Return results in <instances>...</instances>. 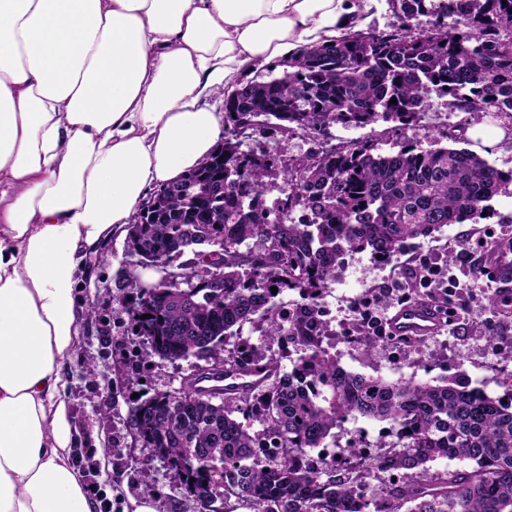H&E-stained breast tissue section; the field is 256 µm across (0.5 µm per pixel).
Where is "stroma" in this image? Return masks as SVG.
I'll use <instances>...</instances> for the list:
<instances>
[{
  "instance_id": "1",
  "label": "stroma",
  "mask_w": 512,
  "mask_h": 512,
  "mask_svg": "<svg viewBox=\"0 0 512 512\" xmlns=\"http://www.w3.org/2000/svg\"><path fill=\"white\" fill-rule=\"evenodd\" d=\"M477 116L448 112L443 99L431 97L417 124L390 132L387 143L422 141L447 145L446 133L457 124H477ZM493 214L480 224H451L436 239L407 247L397 261L383 264L369 253L347 255L322 302L333 314L332 332L325 349L345 369L389 381L452 380L480 388L493 397L512 398V314L492 313L485 305L487 294L497 285L489 275H475L488 244L512 239V197L494 198ZM455 258L448 265L458 288L454 305L459 320L452 330L426 338L418 347L376 345L349 346L350 330L363 300L385 294L382 315H390L401 303L387 296L394 283L419 281L425 266L442 265L447 250ZM126 238H110L99 254L86 258L88 276L78 295L96 315L81 320L79 336L67 363L65 380L70 417L79 438L76 463L93 499L110 512H130L133 502H152L156 512H194L195 505L179 482L171 478L166 464L145 448L131 447L127 424L134 394L155 390H180L185 378L203 367V360L175 362L154 359L140 366L126 330L129 316L115 286L126 269ZM494 347H487L486 337ZM154 478L152 490H144L143 473Z\"/></svg>"
}]
</instances>
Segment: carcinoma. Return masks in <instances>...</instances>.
Masks as SVG:
<instances>
[{
  "mask_svg": "<svg viewBox=\"0 0 512 512\" xmlns=\"http://www.w3.org/2000/svg\"><path fill=\"white\" fill-rule=\"evenodd\" d=\"M386 3L397 19L391 26L351 27L237 82L224 94V140L180 180L183 192L159 187L148 197L156 208L142 205L128 227L130 254L183 278L145 283L131 268L117 282L134 298L128 335L140 359L224 362L222 370H196L175 394L136 400L128 412L134 446L154 449L197 512L217 499V464L224 512H234V500L256 512H373L377 494L394 512H512L511 402L450 381L368 377L322 348L329 326L320 298L348 254L391 263L406 241L477 223L493 198L512 194V172L469 149L412 141L386 151L376 138L333 143L338 126L417 121L433 92L452 112L512 123V0ZM421 16L430 18L426 29ZM274 135H299L312 147L287 157L250 146ZM287 291L307 309L285 323L273 298ZM245 323L263 338L247 355L237 338ZM282 336L304 350L288 373L266 345ZM258 365L265 376L247 389L220 397L198 389L205 375ZM287 376L324 391L313 395L283 382ZM356 415L390 421L397 440L380 438L384 452L374 463L355 445L337 464L308 467L312 451ZM251 418L275 454L260 453ZM441 458L466 467L433 468ZM376 472L391 473L379 489L369 482Z\"/></svg>",
  "mask_w": 512,
  "mask_h": 512,
  "instance_id": "carcinoma-1",
  "label": "carcinoma"
}]
</instances>
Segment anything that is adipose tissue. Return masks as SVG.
<instances>
[{
  "instance_id": "1",
  "label": "adipose tissue",
  "mask_w": 512,
  "mask_h": 512,
  "mask_svg": "<svg viewBox=\"0 0 512 512\" xmlns=\"http://www.w3.org/2000/svg\"><path fill=\"white\" fill-rule=\"evenodd\" d=\"M371 0H0V512H94L62 368L84 258L216 147L205 98Z\"/></svg>"
}]
</instances>
